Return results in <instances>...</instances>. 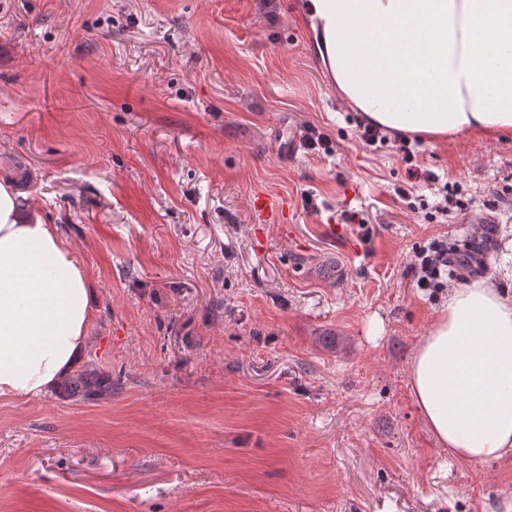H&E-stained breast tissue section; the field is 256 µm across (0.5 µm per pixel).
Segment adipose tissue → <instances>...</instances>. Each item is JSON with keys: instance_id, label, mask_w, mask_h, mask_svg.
<instances>
[{"instance_id": "obj_1", "label": "adipose tissue", "mask_w": 512, "mask_h": 512, "mask_svg": "<svg viewBox=\"0 0 512 512\" xmlns=\"http://www.w3.org/2000/svg\"><path fill=\"white\" fill-rule=\"evenodd\" d=\"M316 48L363 121L426 142L512 133V0H306ZM87 271L0 179V395L57 388L87 351ZM436 442L482 463L512 453V293L449 288L410 365Z\"/></svg>"}]
</instances>
